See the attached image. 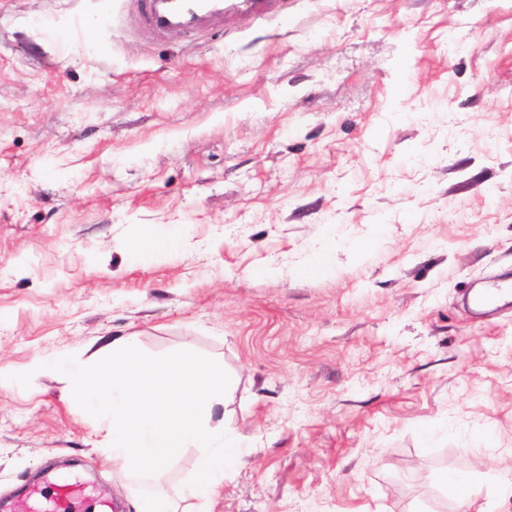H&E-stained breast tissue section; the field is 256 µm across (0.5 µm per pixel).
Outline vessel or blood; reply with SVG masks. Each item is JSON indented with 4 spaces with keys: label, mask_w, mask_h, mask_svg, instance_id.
<instances>
[{
    "label": "vessel or blood",
    "mask_w": 512,
    "mask_h": 512,
    "mask_svg": "<svg viewBox=\"0 0 512 512\" xmlns=\"http://www.w3.org/2000/svg\"><path fill=\"white\" fill-rule=\"evenodd\" d=\"M278 0H126L137 15L140 31L150 38L174 35L208 36L223 31L225 22L239 13L262 16L275 10ZM31 512H112L110 504L95 499L88 486L65 483L50 492L30 490Z\"/></svg>",
    "instance_id": "b4317fda"
}]
</instances>
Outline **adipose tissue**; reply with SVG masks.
I'll list each match as a JSON object with an SVG mask.
<instances>
[{
	"instance_id": "adipose-tissue-1",
	"label": "adipose tissue",
	"mask_w": 512,
	"mask_h": 512,
	"mask_svg": "<svg viewBox=\"0 0 512 512\" xmlns=\"http://www.w3.org/2000/svg\"><path fill=\"white\" fill-rule=\"evenodd\" d=\"M73 402L102 411L107 451L134 483L156 477L182 456L197 452L191 479L176 494L143 492L135 512H189L217 494L224 471L239 458V442L217 415L229 380L220 363L173 352L146 356L131 336L112 338L69 373Z\"/></svg>"
}]
</instances>
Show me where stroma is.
<instances>
[{"label": "stroma", "instance_id": "35a3bbf8", "mask_svg": "<svg viewBox=\"0 0 512 512\" xmlns=\"http://www.w3.org/2000/svg\"><path fill=\"white\" fill-rule=\"evenodd\" d=\"M281 2L195 42L121 0H0L7 512L36 481L133 512L67 398L121 335L232 379L243 456L205 512H512V303L465 302L512 281V0ZM158 224L184 248L131 255Z\"/></svg>", "mask_w": 512, "mask_h": 512}]
</instances>
